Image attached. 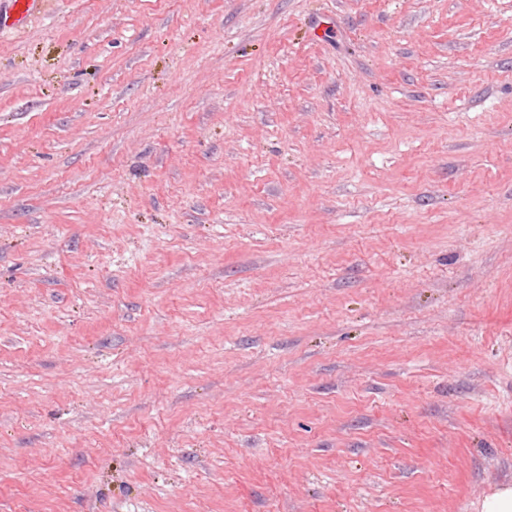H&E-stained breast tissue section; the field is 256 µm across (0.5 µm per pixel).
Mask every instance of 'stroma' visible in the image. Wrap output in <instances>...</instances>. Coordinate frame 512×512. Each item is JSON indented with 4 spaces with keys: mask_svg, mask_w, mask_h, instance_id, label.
Masks as SVG:
<instances>
[{
    "mask_svg": "<svg viewBox=\"0 0 512 512\" xmlns=\"http://www.w3.org/2000/svg\"><path fill=\"white\" fill-rule=\"evenodd\" d=\"M511 483L512 0H0V512Z\"/></svg>",
    "mask_w": 512,
    "mask_h": 512,
    "instance_id": "stroma-1",
    "label": "stroma"
}]
</instances>
